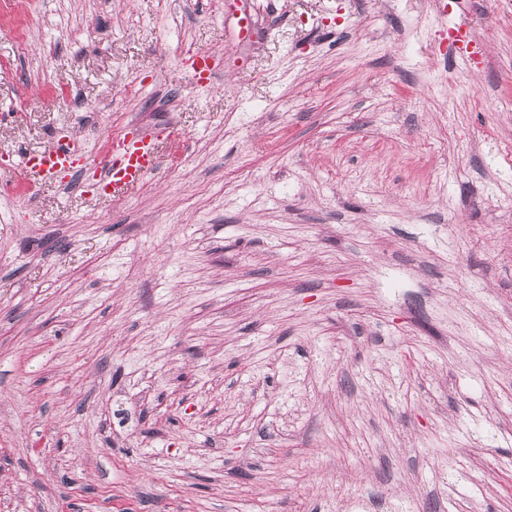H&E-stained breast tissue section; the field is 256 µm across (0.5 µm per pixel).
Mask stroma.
I'll return each mask as SVG.
<instances>
[{
  "label": "stroma",
  "instance_id": "35a3bbf8",
  "mask_svg": "<svg viewBox=\"0 0 512 512\" xmlns=\"http://www.w3.org/2000/svg\"><path fill=\"white\" fill-rule=\"evenodd\" d=\"M0 512H512V0H0ZM74 163L72 144L59 139L47 151L25 157L18 166V175L25 182L42 183L58 171L73 167ZM116 158L95 173L100 185L113 196H125L138 188L156 166L155 143L145 138L119 141Z\"/></svg>",
  "mask_w": 512,
  "mask_h": 512
}]
</instances>
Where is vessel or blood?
Wrapping results in <instances>:
<instances>
[{
    "label": "vessel or blood",
    "mask_w": 512,
    "mask_h": 512,
    "mask_svg": "<svg viewBox=\"0 0 512 512\" xmlns=\"http://www.w3.org/2000/svg\"><path fill=\"white\" fill-rule=\"evenodd\" d=\"M74 148L69 141L60 139L47 151L25 157L18 166L19 177L28 183H40L58 171L73 167ZM157 166L154 141H119L116 157L98 169L100 185L113 196H124L138 188L145 177Z\"/></svg>",
    "instance_id": "1"
}]
</instances>
